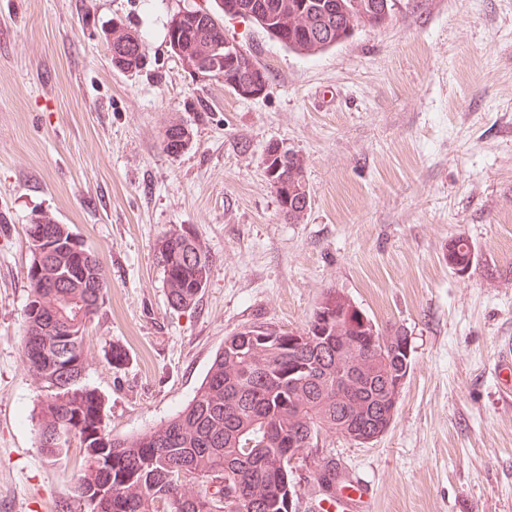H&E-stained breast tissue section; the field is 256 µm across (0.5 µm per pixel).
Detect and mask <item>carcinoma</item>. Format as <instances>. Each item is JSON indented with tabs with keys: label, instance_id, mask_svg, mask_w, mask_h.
<instances>
[{
	"label": "carcinoma",
	"instance_id": "cac0c4a2",
	"mask_svg": "<svg viewBox=\"0 0 512 512\" xmlns=\"http://www.w3.org/2000/svg\"><path fill=\"white\" fill-rule=\"evenodd\" d=\"M391 0H218L256 22L271 38L301 55H316L347 40L358 26H381L390 19ZM166 38L177 44L181 62L234 77L241 84L268 72L254 53L251 64L224 55V25L211 14L167 23ZM119 71L144 67L141 36L124 25L104 31ZM166 152L190 143L193 131L182 121L166 129ZM283 168L279 183L293 191L304 179V164ZM309 204L291 197L281 209L296 221ZM31 263L27 273L21 347L29 372L45 394L37 413L39 447L57 457L69 445L58 432L75 433L83 448L76 494L87 512H289L296 496L290 453L305 457L319 447L323 432L363 429L372 413L389 403L388 384L404 369L401 361L378 368L376 340L397 344L399 330L384 334L362 327L363 310L328 290L306 324L293 332L277 325L252 324L224 337L191 402L164 424L133 438L112 435L99 394L83 384L84 333L105 302L108 280L93 251L75 248L71 231L48 215L36 216L27 230ZM461 269L472 266L469 242L448 243ZM167 300L174 309L198 302L212 269L206 246L192 232L170 229L156 245ZM352 340L336 350L337 338ZM189 477L182 480L180 473ZM229 480L232 494L209 491V483ZM314 479L336 487V463L317 465Z\"/></svg>",
	"mask_w": 512,
	"mask_h": 512
}]
</instances>
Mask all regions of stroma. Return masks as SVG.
Returning <instances> with one entry per match:
<instances>
[{
  "label": "stroma",
  "instance_id": "35a3bbf8",
  "mask_svg": "<svg viewBox=\"0 0 512 512\" xmlns=\"http://www.w3.org/2000/svg\"><path fill=\"white\" fill-rule=\"evenodd\" d=\"M214 0H0V512H82L83 451L47 456L41 391L20 344L32 218L51 214L94 250L107 299L85 332V384L113 435L166 422L227 335L301 327L327 289L382 331L405 329L411 370L387 433L315 451L375 491L370 512H512V402L493 367L512 343V0H392L314 56L224 18L253 50L264 96H235L171 51L167 22ZM147 66H112L113 21ZM193 129L183 153L168 122ZM279 141L304 163L310 202L281 213L262 164ZM194 229L212 258L196 305L171 308L161 235ZM475 262L457 274L448 243ZM125 359L112 361L114 350ZM170 134L171 137H168ZM193 136L192 129L183 121H173L168 125L164 139V150L171 155H178L176 152H171V149L179 148L180 145L190 143Z\"/></svg>",
  "mask_w": 512,
  "mask_h": 512
}]
</instances>
